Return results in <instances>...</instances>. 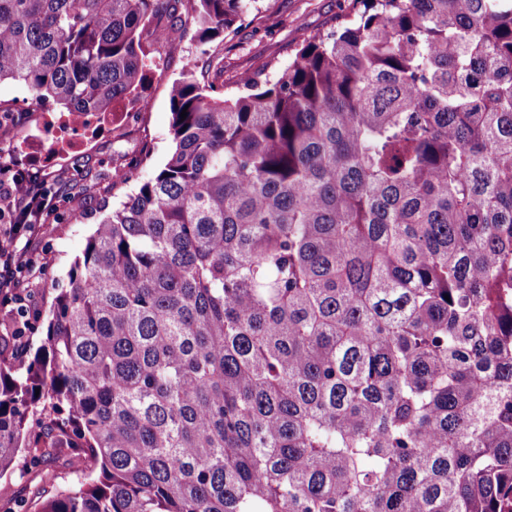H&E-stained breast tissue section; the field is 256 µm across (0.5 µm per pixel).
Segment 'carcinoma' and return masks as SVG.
Here are the masks:
<instances>
[{
  "mask_svg": "<svg viewBox=\"0 0 512 512\" xmlns=\"http://www.w3.org/2000/svg\"><path fill=\"white\" fill-rule=\"evenodd\" d=\"M248 2L0 0V81L111 112L144 42ZM351 4L232 94L172 85L41 336L0 298V474L88 462L36 512H512V0Z\"/></svg>",
  "mask_w": 512,
  "mask_h": 512,
  "instance_id": "carcinoma-1",
  "label": "carcinoma"
}]
</instances>
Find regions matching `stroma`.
I'll use <instances>...</instances> for the list:
<instances>
[{"instance_id": "1", "label": "stroma", "mask_w": 512, "mask_h": 512, "mask_svg": "<svg viewBox=\"0 0 512 512\" xmlns=\"http://www.w3.org/2000/svg\"><path fill=\"white\" fill-rule=\"evenodd\" d=\"M348 4L349 0H254L223 39L208 46L199 44L192 27L176 42L150 45V56L159 66L141 92L143 106L133 109L131 118L115 124L106 136L60 153L48 166L53 174L75 179L79 187L61 206L51 238L18 245L22 254L35 260V275L28 285L35 290L36 306L49 309L60 290L68 287L70 266L81 255L96 224L109 205L129 192V185H113L114 167L131 166L135 180L140 181L154 175L165 162L171 149L170 89L175 81L191 70L200 85L223 92L235 90L242 74H267L288 66L304 39L328 33L335 16L346 11ZM27 96V89L19 83L0 82V101L20 117L16 124L11 116L0 117V147L9 146L12 163L21 167L27 155L25 129L46 118L42 112L24 111L22 102ZM73 480L68 456L51 459L36 469L8 471L0 477V512H12L20 500L35 506L44 491Z\"/></svg>"}]
</instances>
